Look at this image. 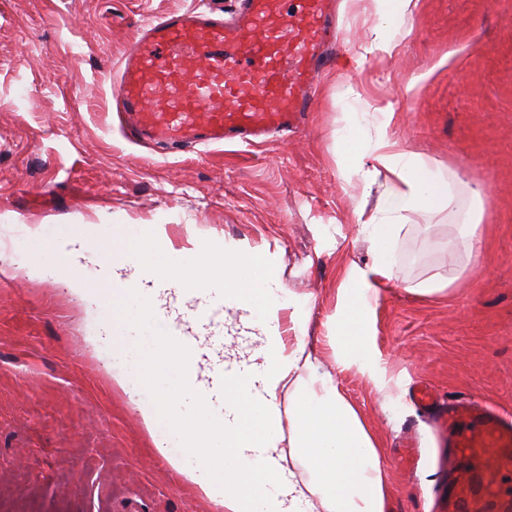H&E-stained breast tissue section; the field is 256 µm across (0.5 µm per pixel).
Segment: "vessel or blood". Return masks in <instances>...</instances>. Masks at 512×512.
<instances>
[{"mask_svg":"<svg viewBox=\"0 0 512 512\" xmlns=\"http://www.w3.org/2000/svg\"><path fill=\"white\" fill-rule=\"evenodd\" d=\"M233 22L191 6L148 20L112 71V95L132 138L173 149L253 145L286 135L310 112L336 40L335 0H238ZM411 397L448 432L459 466L445 512H512V415L442 400L416 382Z\"/></svg>","mask_w":512,"mask_h":512,"instance_id":"vessel-or-blood-1","label":"vessel or blood"}]
</instances>
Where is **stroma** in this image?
<instances>
[{"mask_svg":"<svg viewBox=\"0 0 512 512\" xmlns=\"http://www.w3.org/2000/svg\"><path fill=\"white\" fill-rule=\"evenodd\" d=\"M194 2L0 0V512H221L190 479L200 459L184 433L143 421L167 384L140 379L142 324L113 328L108 296L83 300L54 272L52 239L108 237L116 224L162 226L177 250L236 242L274 257L311 350L384 439L386 512H434L448 454L410 384L512 409V0H418L390 54L363 51L366 0H339L343 40L300 130L167 154L125 138L103 77L142 24ZM357 99L391 109L390 134L461 204L417 217L394 245L366 327L375 379L337 363L330 329L346 268L374 260L358 216L399 187L380 178L363 192L336 163ZM477 187L481 232L452 267ZM431 277L449 289L414 293ZM150 287V322L191 341L208 414L222 415L225 375L256 370L259 328L219 289Z\"/></svg>","mask_w":512,"mask_h":512,"instance_id":"35a3bbf8","label":"stroma"}]
</instances>
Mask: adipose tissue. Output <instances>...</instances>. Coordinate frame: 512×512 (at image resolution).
<instances>
[{
  "mask_svg": "<svg viewBox=\"0 0 512 512\" xmlns=\"http://www.w3.org/2000/svg\"><path fill=\"white\" fill-rule=\"evenodd\" d=\"M377 22L370 50L392 53L394 39L417 0H369ZM367 112L344 113L336 140V163L348 177H359L371 187L381 173L397 179L400 187L385 196L378 210L360 226L375 244L372 267L349 266L337 292L332 317L337 348L346 363L375 365L363 327L372 302L390 278L392 243L411 215L452 210L456 197L449 184L429 168L422 155L406 151L388 134L393 119L383 112L375 138L365 139ZM61 255L55 272L70 289L96 296L93 281L75 257L97 261L102 249L85 237L67 235L49 243ZM112 322L126 324L134 315L120 299L143 293L145 283L162 279L181 287H204L194 270L219 262L224 275V302L245 314L247 322L262 327L266 337L256 355L262 367L254 375H230L224 382V421L201 424L192 435L203 461L201 486L219 493L223 512H306L318 499L322 512H385L386 495L380 466L382 446L371 428L342 394L304 338L285 343L279 329L282 310L290 301L278 288L274 263L253 250L228 243L178 251L159 226L127 231L112 227ZM165 338L142 344L141 374L168 378L177 392L206 397L197 380V361L181 354L159 357ZM291 389L294 407L281 412L277 397Z\"/></svg>",
  "mask_w": 512,
  "mask_h": 512,
  "instance_id": "adipose-tissue-1",
  "label": "adipose tissue"
}]
</instances>
